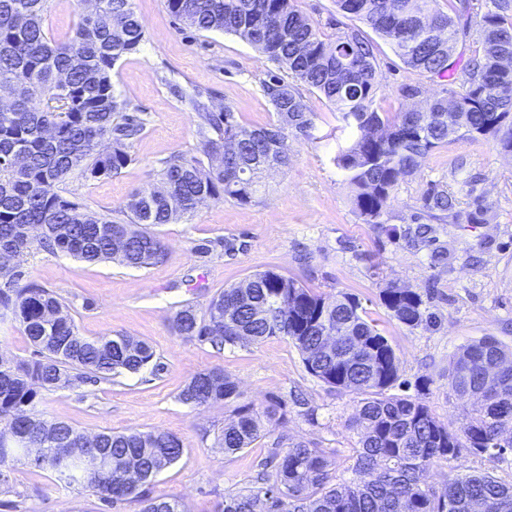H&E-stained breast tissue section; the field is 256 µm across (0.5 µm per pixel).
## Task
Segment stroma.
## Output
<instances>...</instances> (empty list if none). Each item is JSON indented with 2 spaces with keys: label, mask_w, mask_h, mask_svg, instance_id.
I'll return each instance as SVG.
<instances>
[{
  "label": "stroma",
  "mask_w": 512,
  "mask_h": 512,
  "mask_svg": "<svg viewBox=\"0 0 512 512\" xmlns=\"http://www.w3.org/2000/svg\"><path fill=\"white\" fill-rule=\"evenodd\" d=\"M145 30L138 52L121 59L112 82L130 107L148 119L133 145L135 163L120 175L96 181L71 180L70 196L89 209L117 214L136 190L153 182L161 160L196 144V114L174 87L212 91L213 106L232 107L252 128L274 120L261 90L274 67L239 37L198 32L176 20L164 0H133ZM84 12L82 0H48L44 25L50 37H71ZM378 62L382 106L407 108L398 89L422 84L441 94L443 81L404 66L388 42ZM314 113L309 138L293 146L287 168L268 171L255 202L231 200L201 206L191 219L158 226L167 258L134 269L112 260L90 264L34 252L26 257L28 280L64 299L79 332L88 338L130 336L147 342L152 362L136 373L119 372L94 383H77L41 395L47 419L65 421L88 435L104 430L165 431L181 438V458L149 485L150 495L177 499L183 512H221L224 499L248 486L273 446L305 442L344 461L358 437L347 427L357 397L329 389L305 369L292 341L278 336L243 341L224 350L177 336L170 320L182 306L205 310L224 288L256 272L276 270L324 297L349 292L387 337L400 360V394L415 395L416 381L429 379L426 402L449 427L460 426L464 403L448 388L452 354L469 340L496 337L512 351V155L494 141L457 140L430 152L416 174L394 191L391 219L376 228L354 211L353 190L333 159L346 139L337 113L323 99L305 93ZM437 182L458 199L460 210L482 201V224H443L440 245L447 264L435 265L429 250L408 233L427 185ZM233 250H225V243ZM418 291L436 317L430 327L411 329L391 318L381 301L384 288ZM223 368L241 402L263 411L287 405V418L252 447L224 453L216 438L231 412L217 403L194 407L178 394L197 372ZM136 503L104 508L81 487H57L49 471L26 461L0 463V512H138Z\"/></svg>",
  "instance_id": "1"
}]
</instances>
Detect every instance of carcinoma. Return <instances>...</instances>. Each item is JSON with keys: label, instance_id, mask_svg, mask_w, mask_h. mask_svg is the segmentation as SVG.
I'll return each instance as SVG.
<instances>
[{"label": "carcinoma", "instance_id": "1", "mask_svg": "<svg viewBox=\"0 0 512 512\" xmlns=\"http://www.w3.org/2000/svg\"><path fill=\"white\" fill-rule=\"evenodd\" d=\"M48 0H0V90L18 86L10 107L0 110V317L20 323L36 348L35 360L0 355V463L41 448L34 462L56 481L81 486L109 507L135 502L139 512H183L167 496L143 486L183 453L178 437L162 432L102 431L95 447L107 456L95 469L72 456L85 434L38 409L43 390L71 381L96 382L115 371L136 373L154 358L149 344L131 336H82L54 292L25 281L22 263L34 251L62 253L89 263L117 260L144 268L164 260L167 246L156 227L191 217L208 201L253 202L260 175L288 166L293 142L310 136L314 113L299 86L335 107L349 141L334 163L355 189L354 209L365 224L388 223L399 181L417 172L431 151L455 139H492L512 154V0H336L338 11L365 25L324 33L294 0H164L178 20L201 32L223 31L248 42L279 67L261 81L276 121L247 128L226 107L213 112L204 92L175 89L196 112L197 145L161 162L156 183L133 192L117 221L66 196L73 178H110L136 161L133 144L146 118L129 107L112 84V69L137 52L145 31L133 0H99L102 23L82 16L72 37H48ZM446 34L440 43L423 21ZM476 43L466 62L448 53V41L470 31ZM371 29L410 69L448 79L444 95L427 100L428 119L376 106L381 85ZM223 153L221 165L209 159ZM24 156L14 164L16 155ZM411 216L415 236L438 241L436 225L485 221L476 203L461 215L448 188L432 183ZM381 300L390 315L416 329L433 313L412 288L390 286ZM175 334L216 348L243 340L284 336L302 355L307 372L331 389L361 396L349 420L357 431L352 464L331 466L326 451L303 442L271 450L274 472L224 500L222 512H512V472L474 470L461 457L502 459L512 452V352L493 336L455 351L448 387L469 402L465 421L451 430L426 404L429 380L418 395L390 393L399 360L386 336L355 295L326 299L294 278L268 269L212 298L204 311L184 306L171 318ZM236 383L221 368L195 374L179 394L191 406L219 401L233 407L218 444L235 454L270 432L276 411L240 404ZM448 466L444 490L425 475ZM351 478H346L347 473Z\"/></svg>", "mask_w": 512, "mask_h": 512}]
</instances>
